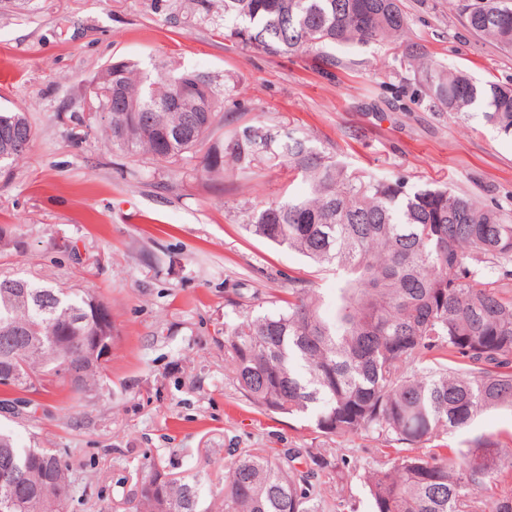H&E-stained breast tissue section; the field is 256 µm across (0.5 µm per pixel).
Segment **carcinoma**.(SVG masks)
Segmentation results:
<instances>
[{
    "instance_id": "carcinoma-1",
    "label": "carcinoma",
    "mask_w": 512,
    "mask_h": 512,
    "mask_svg": "<svg viewBox=\"0 0 512 512\" xmlns=\"http://www.w3.org/2000/svg\"><path fill=\"white\" fill-rule=\"evenodd\" d=\"M468 29L512 50V0H463ZM229 37L269 56L400 38V0H224ZM434 106L512 135V84L477 83L429 60L417 46L393 59ZM189 84L197 97L173 109L167 93ZM112 147L157 162L192 160L220 120L224 98L203 71L112 64L91 95ZM151 131L142 132V121ZM24 112H0V172L29 150ZM264 160L289 164L309 195L248 213L249 232L336 275L334 313L320 289L289 279L273 311L224 323V359L256 407L309 418L329 438L372 436L386 449L362 467L373 512H512V447L466 433L493 410L512 411V210L479 204L444 186L410 187L349 171L312 140L262 124L213 147L206 168L240 171ZM90 290L0 275V410L17 417L29 401L9 397L67 387L84 398L105 385L106 366L81 355L90 336H115ZM224 486L202 506L196 475L172 478L153 465L127 512H357L343 491L327 496L320 474L337 468L330 448H229ZM305 459L306 467H298ZM16 472L13 512H64L69 464L51 448L23 447L0 433V468Z\"/></svg>"
}]
</instances>
